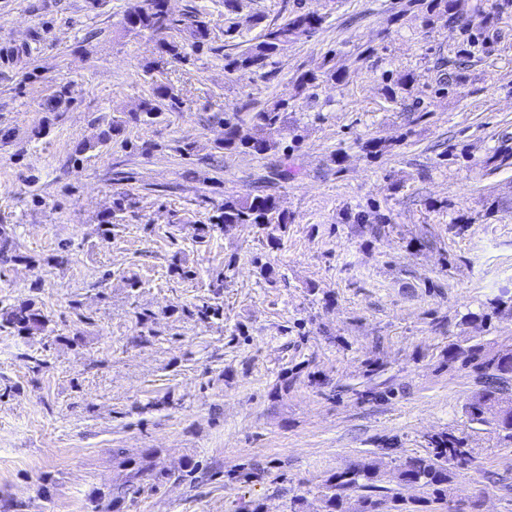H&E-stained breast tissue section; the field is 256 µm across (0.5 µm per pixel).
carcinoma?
I'll list each match as a JSON object with an SVG mask.
<instances>
[{"label": "carcinoma", "mask_w": 512, "mask_h": 512, "mask_svg": "<svg viewBox=\"0 0 512 512\" xmlns=\"http://www.w3.org/2000/svg\"><path fill=\"white\" fill-rule=\"evenodd\" d=\"M166 0H145V4L125 16V28L129 31H149L159 37L158 46L163 54L181 58L176 35L186 33L191 47L201 51L209 45L210 29L196 9L190 10L184 18L170 17L165 7ZM461 0H406V4L395 14L398 20L412 14L422 18L427 26L439 22L453 24L462 32V44L453 64L462 65L473 55L480 44L481 29L491 19L512 10V0H494L490 11L482 10L481 4L472 6L470 14L461 12ZM324 18L313 12L296 11L279 24L264 27L256 41L241 46L236 53L225 55L224 68L230 71L262 72L277 64L276 58L288 45L302 37L314 34ZM342 78L337 66V51L330 50L322 64L315 70L300 73L295 79L296 96L301 97L309 89L322 82L338 81ZM383 90L390 98L396 93H411L415 82L410 71L398 73L386 71L381 75ZM182 102L171 86L158 84L152 88L149 99L142 102L139 111L129 113V120L135 123L153 122L161 112H177ZM293 106L286 100H276L264 109L251 113L246 120L241 113L224 114V139L217 148L229 153L266 155L280 150L288 135V113ZM136 198L130 193H120L113 198L112 211L103 218L104 232L112 231L111 221L136 207ZM216 223L201 224L197 237L207 238L214 232H224L228 227L251 224L266 233L267 244L275 249L280 245L281 236L288 228V214L281 210L277 198L270 194L228 195L218 207ZM8 261L29 262L31 258L20 253L11 230L0 227V263ZM191 320L206 322L224 317V306L217 301L207 300L191 309L182 310ZM49 320L29 299L0 309V331L14 330L20 334L33 335L43 332ZM448 360H460L466 364L480 361L486 377V385L478 391L466 406L470 421L481 425H492L502 432L503 437L512 441V401L503 398L512 391V351L483 357L479 348L472 346L465 350L456 348L448 351ZM471 461L470 450L452 434L441 433L430 439V448L425 454L409 458L398 470V488L387 489L376 485L379 474L370 464L357 465L327 480L322 494L323 512H413L408 499L400 488L420 487L432 491L434 498L444 499L447 486L452 481L453 469L467 466ZM357 494L356 507H347L349 493Z\"/></svg>", "instance_id": "1"}]
</instances>
